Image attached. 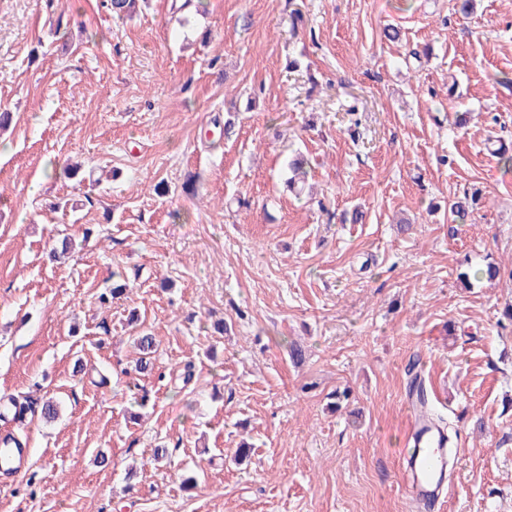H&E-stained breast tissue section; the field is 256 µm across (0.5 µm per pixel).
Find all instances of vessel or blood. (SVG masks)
<instances>
[{"instance_id": "b4317fda", "label": "vessel or blood", "mask_w": 512, "mask_h": 512, "mask_svg": "<svg viewBox=\"0 0 512 512\" xmlns=\"http://www.w3.org/2000/svg\"><path fill=\"white\" fill-rule=\"evenodd\" d=\"M409 441L403 453L405 490L419 512H430L448 484V437L429 421L417 398H409ZM27 445H0V474L18 477L30 467Z\"/></svg>"}]
</instances>
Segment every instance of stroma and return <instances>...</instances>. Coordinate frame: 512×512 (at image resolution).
<instances>
[{"label": "stroma", "instance_id": "35a3bbf8", "mask_svg": "<svg viewBox=\"0 0 512 512\" xmlns=\"http://www.w3.org/2000/svg\"><path fill=\"white\" fill-rule=\"evenodd\" d=\"M181 2L0 0V393L61 406L0 421L32 450L0 512H414L415 359L455 454L442 512H512V279L458 280L512 268V0ZM140 357L136 360L135 371L140 374H148L154 370L152 354L155 351L156 339L150 332L142 330L137 336Z\"/></svg>", "mask_w": 512, "mask_h": 512}]
</instances>
